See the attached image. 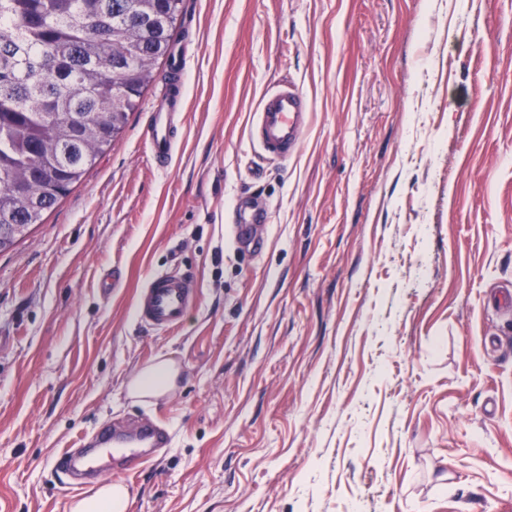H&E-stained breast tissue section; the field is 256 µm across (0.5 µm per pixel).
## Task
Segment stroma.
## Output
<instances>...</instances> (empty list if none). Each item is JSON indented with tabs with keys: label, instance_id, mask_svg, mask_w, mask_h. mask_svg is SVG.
<instances>
[{
	"label": "stroma",
	"instance_id": "obj_1",
	"mask_svg": "<svg viewBox=\"0 0 512 512\" xmlns=\"http://www.w3.org/2000/svg\"><path fill=\"white\" fill-rule=\"evenodd\" d=\"M184 120L141 138L169 66L44 221L0 252V512H72L55 458L101 423L171 448L127 512H498L512 505V0H184ZM292 81L300 149L248 135ZM264 212L234 244L240 198ZM191 272L184 324L140 325ZM117 280L111 293L102 277ZM180 374L142 402L158 358ZM196 279L156 273L143 288L135 306L137 322L154 329H174L181 326L194 302ZM178 369L171 359L159 358L143 369L129 384L133 397L158 398L173 389Z\"/></svg>",
	"mask_w": 512,
	"mask_h": 512
}]
</instances>
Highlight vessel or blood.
<instances>
[{
  "label": "vessel or blood",
  "instance_id": "vessel-or-blood-1",
  "mask_svg": "<svg viewBox=\"0 0 512 512\" xmlns=\"http://www.w3.org/2000/svg\"><path fill=\"white\" fill-rule=\"evenodd\" d=\"M183 108L181 87L166 85L144 129V138L158 167H167L173 157L174 132ZM307 110L308 103L300 92L292 85H281L264 94L249 127V136L269 158L288 159L304 138ZM257 219V214L249 212L247 206L236 205L232 223L235 244L245 243ZM196 292L197 281L191 275L154 274L136 303V319L154 329L177 328L184 323ZM172 441L173 435L166 425L150 420L138 421L128 429L106 425L78 437L74 447L63 450L55 462V471L66 483H128L162 450L170 448Z\"/></svg>",
  "mask_w": 512,
  "mask_h": 512
}]
</instances>
